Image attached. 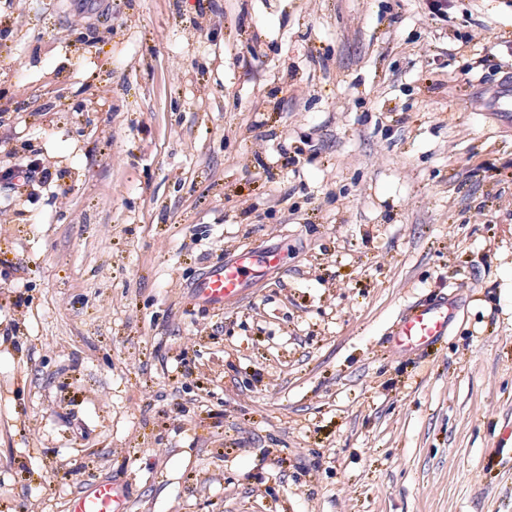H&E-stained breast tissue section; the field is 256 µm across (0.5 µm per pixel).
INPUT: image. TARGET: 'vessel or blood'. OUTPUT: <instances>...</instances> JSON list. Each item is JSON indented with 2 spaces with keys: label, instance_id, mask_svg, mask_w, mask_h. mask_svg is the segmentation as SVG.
<instances>
[{
  "label": "vessel or blood",
  "instance_id": "b4317fda",
  "mask_svg": "<svg viewBox=\"0 0 512 512\" xmlns=\"http://www.w3.org/2000/svg\"><path fill=\"white\" fill-rule=\"evenodd\" d=\"M256 262L253 251L238 250L231 261L211 265L194 284L193 300L202 307L220 310L241 298L245 278ZM455 305L451 298L440 296L409 307L401 316L391 341L395 347L415 351L432 346L448 334ZM123 491L112 483L93 486L78 492L70 512H124Z\"/></svg>",
  "mask_w": 512,
  "mask_h": 512
}]
</instances>
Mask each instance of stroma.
Masks as SVG:
<instances>
[{
	"mask_svg": "<svg viewBox=\"0 0 512 512\" xmlns=\"http://www.w3.org/2000/svg\"><path fill=\"white\" fill-rule=\"evenodd\" d=\"M442 2L0 0V512H512V0ZM9 172L11 174L12 180L18 177L22 178L21 184H15L19 186H25L26 184L33 181L36 177L46 181L51 176V173L46 168L40 167V165L37 163V160H27ZM256 260L253 251L241 249L231 261L211 265L192 287V299L204 308L223 310L245 292L246 273ZM454 311V302L448 295L416 303L401 316L391 342L408 351L432 346L447 336ZM125 496L114 483L95 485L78 492L72 499L70 512H123Z\"/></svg>",
	"mask_w": 512,
	"mask_h": 512,
	"instance_id": "stroma-1",
	"label": "stroma"
}]
</instances>
